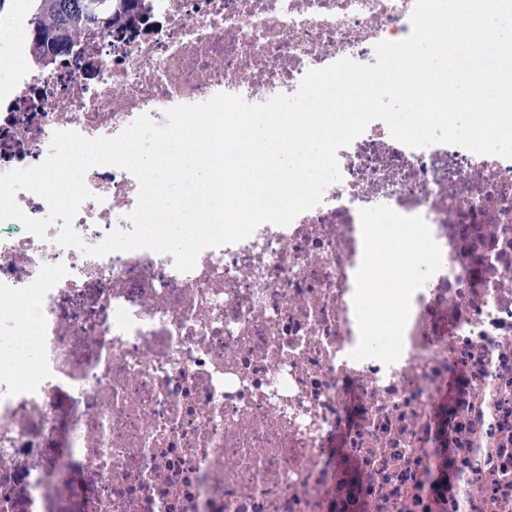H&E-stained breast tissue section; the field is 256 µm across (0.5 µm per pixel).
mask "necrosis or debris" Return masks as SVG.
Instances as JSON below:
<instances>
[{
	"instance_id": "1",
	"label": "necrosis or debris",
	"mask_w": 512,
	"mask_h": 512,
	"mask_svg": "<svg viewBox=\"0 0 512 512\" xmlns=\"http://www.w3.org/2000/svg\"><path fill=\"white\" fill-rule=\"evenodd\" d=\"M414 3L145 0L137 32L84 36L50 68L16 29L0 174L42 163L58 130L113 136L375 63ZM337 156L319 205L185 273L0 223V512H512V160L413 149L381 121ZM85 182L83 240L132 230L135 176L98 166ZM364 224L422 225L431 247L398 326L361 338ZM53 483L66 493L45 499Z\"/></svg>"
}]
</instances>
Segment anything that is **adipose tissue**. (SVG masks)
<instances>
[{
    "label": "adipose tissue",
    "mask_w": 512,
    "mask_h": 512,
    "mask_svg": "<svg viewBox=\"0 0 512 512\" xmlns=\"http://www.w3.org/2000/svg\"><path fill=\"white\" fill-rule=\"evenodd\" d=\"M426 246L425 237L406 224H365L360 228V257L353 272V302L362 315L359 335H367L371 319L377 318L372 302L377 293L389 298L388 311L399 304L416 285V259Z\"/></svg>",
    "instance_id": "adipose-tissue-1"
}]
</instances>
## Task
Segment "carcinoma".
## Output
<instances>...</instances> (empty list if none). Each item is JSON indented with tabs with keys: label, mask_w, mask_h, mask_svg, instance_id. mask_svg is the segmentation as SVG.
I'll return each mask as SVG.
<instances>
[{
	"label": "carcinoma",
	"mask_w": 512,
	"mask_h": 512,
	"mask_svg": "<svg viewBox=\"0 0 512 512\" xmlns=\"http://www.w3.org/2000/svg\"><path fill=\"white\" fill-rule=\"evenodd\" d=\"M29 22L28 36L39 47L35 59L47 63L44 53L69 51L71 42L97 29L104 34L123 35L145 23L135 11L139 0H37Z\"/></svg>",
	"instance_id": "obj_1"
}]
</instances>
